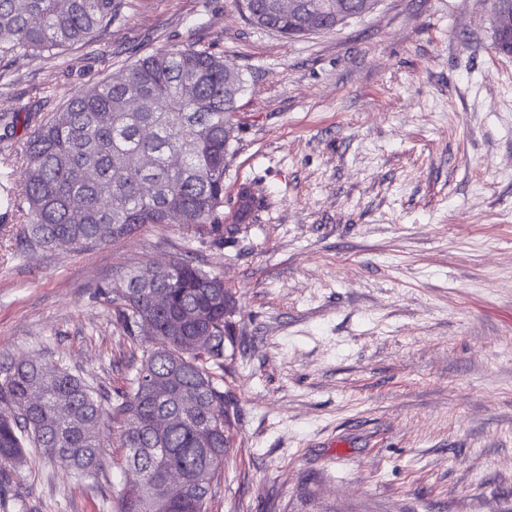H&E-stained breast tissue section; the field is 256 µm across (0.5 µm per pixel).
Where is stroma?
I'll use <instances>...</instances> for the list:
<instances>
[{
    "label": "stroma",
    "mask_w": 512,
    "mask_h": 512,
    "mask_svg": "<svg viewBox=\"0 0 512 512\" xmlns=\"http://www.w3.org/2000/svg\"><path fill=\"white\" fill-rule=\"evenodd\" d=\"M492 0H379L299 41L235 0H124L92 44L0 59V158L139 57L194 43L245 84L224 242L149 225L94 249H28L0 206V355L62 361L112 393L135 346L103 294L191 249L235 294L231 448L209 512H512V58ZM111 423L98 483L41 462L0 512H115L134 481Z\"/></svg>",
    "instance_id": "obj_1"
}]
</instances>
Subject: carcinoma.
<instances>
[{
  "label": "carcinoma",
  "mask_w": 512,
  "mask_h": 512,
  "mask_svg": "<svg viewBox=\"0 0 512 512\" xmlns=\"http://www.w3.org/2000/svg\"><path fill=\"white\" fill-rule=\"evenodd\" d=\"M275 0H237L252 25L300 38ZM120 0H0V57L57 56L86 44L119 13ZM240 71L194 44L138 59L119 81L72 96L25 141L21 165L0 163L12 184L3 200L27 204L26 246L82 251L147 225H184L224 239L251 216L240 193L223 223L224 171L235 126ZM148 157L147 167L133 163ZM177 157L180 162L171 164ZM109 293L123 331L142 349L126 388L111 396L60 363L0 360V493L33 459L57 464L76 481H96L106 462L105 432L121 424V447L138 481L116 512H209L229 448L225 434L224 337L233 335V298L224 278L178 253L143 278L122 271ZM170 423L157 428L154 420Z\"/></svg>",
  "instance_id": "cac0c4a2"
}]
</instances>
